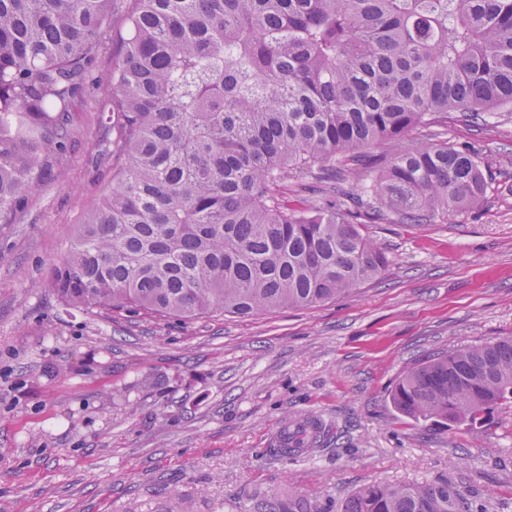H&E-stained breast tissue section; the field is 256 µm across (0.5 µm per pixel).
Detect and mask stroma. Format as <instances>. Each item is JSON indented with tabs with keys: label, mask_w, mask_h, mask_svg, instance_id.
Instances as JSON below:
<instances>
[{
	"label": "stroma",
	"mask_w": 512,
	"mask_h": 512,
	"mask_svg": "<svg viewBox=\"0 0 512 512\" xmlns=\"http://www.w3.org/2000/svg\"><path fill=\"white\" fill-rule=\"evenodd\" d=\"M90 87L64 161L0 224V512H344L372 484L446 481L512 512V409L446 430L389 391L434 350L512 336V112L437 140L491 187L434 224H367L386 270L348 297L247 318L179 321L63 305L48 282L108 186L112 129ZM312 416L311 455L276 431Z\"/></svg>",
	"instance_id": "obj_1"
}]
</instances>
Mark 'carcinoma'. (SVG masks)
<instances>
[{
    "label": "carcinoma",
    "instance_id": "carcinoma-1",
    "mask_svg": "<svg viewBox=\"0 0 512 512\" xmlns=\"http://www.w3.org/2000/svg\"><path fill=\"white\" fill-rule=\"evenodd\" d=\"M112 182L49 282L67 306L159 318L311 307L377 278L372 223L433 224L490 183L414 133L512 112V0H0V223L70 144L100 35ZM392 156L350 170L382 144ZM346 172L362 192L288 204ZM416 421L486 426L512 407V338L436 351L389 393ZM345 512H484L436 482L372 484ZM116 41L114 38L112 45V25L109 32L104 34L99 41V46L94 64V77L107 72L112 68V53L116 48Z\"/></svg>",
    "mask_w": 512,
    "mask_h": 512
}]
</instances>
